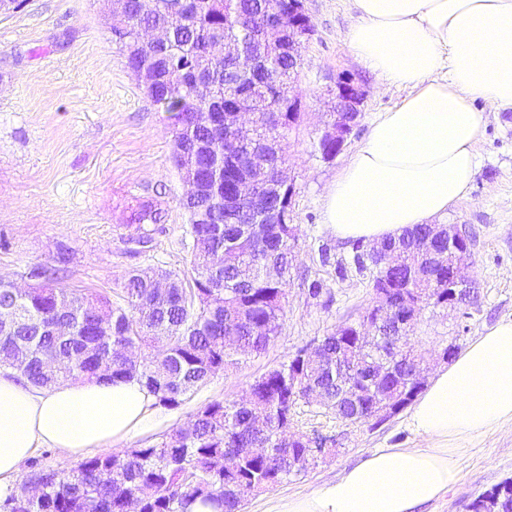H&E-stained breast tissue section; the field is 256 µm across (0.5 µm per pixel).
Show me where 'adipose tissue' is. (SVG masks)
I'll list each match as a JSON object with an SVG mask.
<instances>
[{"label":"adipose tissue","mask_w":512,"mask_h":512,"mask_svg":"<svg viewBox=\"0 0 512 512\" xmlns=\"http://www.w3.org/2000/svg\"><path fill=\"white\" fill-rule=\"evenodd\" d=\"M351 53L409 94L373 121L330 186L324 222L372 243L447 214L470 193L483 110L512 107V0H354ZM138 380L65 381L40 393L0 373V497L36 448L72 458L114 447L162 416ZM512 420V321L436 371L410 411L421 444L377 448L272 512H421L461 483L452 439Z\"/></svg>","instance_id":"adipose-tissue-1"}]
</instances>
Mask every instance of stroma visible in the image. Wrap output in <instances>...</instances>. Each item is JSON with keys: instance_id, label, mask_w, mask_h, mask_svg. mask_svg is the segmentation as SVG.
I'll use <instances>...</instances> for the list:
<instances>
[{"instance_id": "obj_1", "label": "stroma", "mask_w": 512, "mask_h": 512, "mask_svg": "<svg viewBox=\"0 0 512 512\" xmlns=\"http://www.w3.org/2000/svg\"><path fill=\"white\" fill-rule=\"evenodd\" d=\"M315 32L304 54L296 88L305 114L286 139L287 174L296 180L292 221L299 228L288 308L281 332L260 353L217 373L209 383L147 435L154 444L193 419L208 402L240 398L258 376L287 361L298 349L360 319L371 301L368 277L335 264L351 249L324 222V198L363 143L372 121L405 98L409 90L385 84L350 52L347 35L357 23L353 0H306ZM109 0H26L0 15V278L26 287L32 266H54L67 254L57 284L85 293L116 296L134 270L190 269L192 239L182 206L190 191L172 164L173 133L166 112L145 92L138 76L112 42L120 16ZM355 77L367 97L359 125L343 151L326 161L313 144L324 130L327 109L320 95L330 78ZM477 167L467 199L445 224H460L471 235L476 301L455 329L445 312L425 311L417 321L416 348L434 361L443 339L456 336L459 348L501 321L512 320V107L483 115L476 144ZM151 206L161 223L148 247L139 246L131 216ZM333 262L322 265L321 247ZM323 281L325 293L307 294V283ZM298 428L337 437L340 450L249 498L244 512H269L275 498L304 495L335 478L374 448H414L418 437L408 412L378 427L348 426L317 405L302 407ZM459 489L426 512H468L469 504L512 480V422L464 440Z\"/></svg>"}]
</instances>
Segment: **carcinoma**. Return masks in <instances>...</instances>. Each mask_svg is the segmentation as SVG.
Segmentation results:
<instances>
[{"label":"carcinoma","instance_id":"carcinoma-1","mask_svg":"<svg viewBox=\"0 0 512 512\" xmlns=\"http://www.w3.org/2000/svg\"><path fill=\"white\" fill-rule=\"evenodd\" d=\"M174 2L128 0L129 25L112 29V43L131 69L146 66L154 73L147 95L171 120L177 172L197 168L198 190L183 200L192 277L161 272L170 282L161 289L150 276L132 272L116 305L107 295L90 298L53 285L58 270L39 265L30 269L37 286L24 294L0 279V311L10 313L0 322V368L32 387L135 378L161 406L174 409L216 372L264 350L282 329L298 228L263 224L261 218L288 202V187L268 188L259 209L224 200L235 181L261 175L252 158L273 168L286 162L281 138L300 120L284 106L288 77L299 68L288 56V4L271 14L269 0H183L185 21L175 23L168 13ZM241 15L253 24L236 26ZM149 23L165 29V38L153 49L139 48V30ZM218 43L226 53L222 69L212 70L211 49ZM197 74L209 80L206 101L196 97ZM229 105L251 113L250 122L221 134L207 115ZM147 221L157 224L161 216L150 209L135 215L142 244L152 241ZM379 245L381 256L374 258L362 242L353 243L351 264L370 273L373 293L392 295V318L382 325L391 330L386 338L364 336L350 353L336 335L355 342L356 332L374 317L339 325L318 341L319 360L293 355L255 378L245 397L207 403L187 426L154 445L91 456L67 472L32 468L20 486L43 484L40 497L29 500L19 490L0 501V512H129L133 503L138 512H190L197 502L214 512H242L252 495L305 472L311 447L336 446L327 437L281 435L305 404L307 390H318L320 408L342 423H369L374 405L384 399L411 404L417 395H407L406 366L415 340L396 323L425 300L448 303L447 291L438 288L448 279V241L416 225ZM418 268L423 275L415 278ZM62 309L74 323L71 336L49 330ZM119 345L138 348L140 357H114L112 369L103 372L102 360ZM155 347L166 349L165 358L153 356ZM341 369L351 385L336 386ZM470 512H512V481L475 499Z\"/></svg>","mask_w":512,"mask_h":512}]
</instances>
